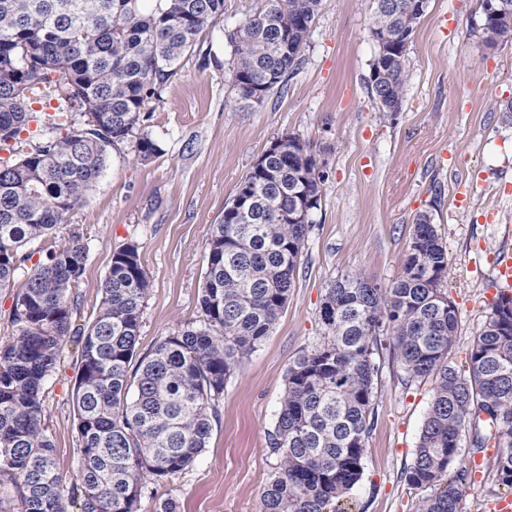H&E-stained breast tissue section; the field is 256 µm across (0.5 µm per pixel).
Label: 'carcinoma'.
Listing matches in <instances>:
<instances>
[{
  "label": "carcinoma",
  "instance_id": "cac0c4a2",
  "mask_svg": "<svg viewBox=\"0 0 512 512\" xmlns=\"http://www.w3.org/2000/svg\"><path fill=\"white\" fill-rule=\"evenodd\" d=\"M392 0L376 10L377 50L368 93L381 112L400 109L407 48L423 10ZM322 0H263L228 34L229 76L247 100L294 72ZM224 16V0H0V288L15 293L16 334L0 342V512H137L141 492L188 469L206 448L216 401L237 366L256 351L282 314L297 258L313 221L283 214L320 207L319 155L294 135L279 138L251 195L212 225L200 322L187 321L133 362L151 280L130 241L112 253L98 311L77 325L73 289L87 248L78 234L33 260L26 246L64 223L100 177L108 148L137 135L138 157L159 146L146 104L160 98L197 37ZM489 44L512 42V14L483 16ZM95 111L77 127L62 112H34L51 87ZM36 129L30 130V123ZM28 137L23 139V132ZM32 266H27V263ZM25 280L16 284L19 272ZM448 253L430 216H421L403 273L388 286L359 275L327 289L318 311L323 341L288 367L270 435L275 474L260 512H348L361 480L374 411L377 358L403 365L405 382L432 378L434 394L405 480L426 493L419 512H462L475 471L454 466L463 438L485 456V475L512 488V294H499L473 337L466 373L448 363L457 310L443 282ZM78 348L74 387L81 465L63 484L42 425L41 398L64 344Z\"/></svg>",
  "mask_w": 512,
  "mask_h": 512
}]
</instances>
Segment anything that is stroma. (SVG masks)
Listing matches in <instances>:
<instances>
[{"mask_svg": "<svg viewBox=\"0 0 512 512\" xmlns=\"http://www.w3.org/2000/svg\"><path fill=\"white\" fill-rule=\"evenodd\" d=\"M261 0H224V17L204 31L159 100L147 106L161 151L137 156L135 138L115 144L84 202L54 237L80 234L85 271L74 290L81 323L95 316L112 253L140 247L152 288L141 315L138 355L181 323L199 319L210 229L254 162L291 134L325 163L320 207L304 242L282 315L234 371L217 404L207 447L194 465L143 490L138 512L172 497L181 512H259L277 467L269 435L290 364L311 352L324 329L327 288L347 274L389 285L402 273L414 225L429 215L448 251L444 287L458 312L448 355L465 369L473 336L503 285L495 258L512 250V43L488 45L481 0H429L407 49L399 111H379L368 93L377 46L375 0H323L297 70L261 102L240 99L224 73L228 33ZM364 471L352 512H418L422 498L403 473L433 395L429 380L405 383L383 353ZM77 348L63 350L43 390L42 418L60 472L80 463L71 387Z\"/></svg>", "mask_w": 512, "mask_h": 512, "instance_id": "35a3bbf8", "label": "stroma"}]
</instances>
